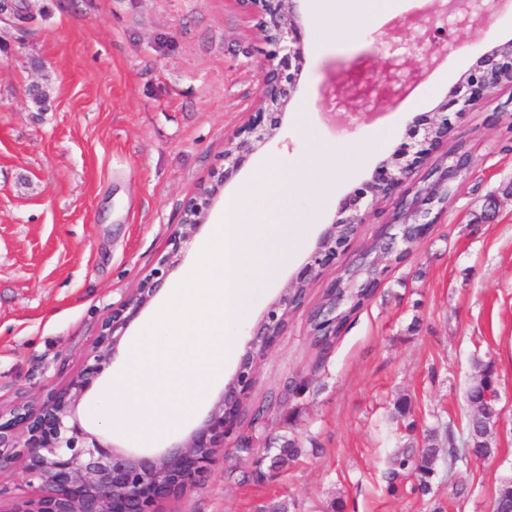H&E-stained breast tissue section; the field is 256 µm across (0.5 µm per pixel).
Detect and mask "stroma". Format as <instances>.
<instances>
[{
	"label": "stroma",
	"instance_id": "stroma-1",
	"mask_svg": "<svg viewBox=\"0 0 512 512\" xmlns=\"http://www.w3.org/2000/svg\"><path fill=\"white\" fill-rule=\"evenodd\" d=\"M314 0H300L306 62L294 108L275 137L225 184L232 194L262 156L294 172L310 145L335 154L336 183L303 191L311 211L299 245L278 276L254 290L241 326L248 334L268 302L302 269L341 199L367 179L395 142L381 124L404 130L435 111L448 92L440 75L460 76L492 46L512 41V5L488 24L450 30L454 50L409 56L407 96L369 112L329 115L326 92L351 71L380 65L378 38L404 42L400 19L377 30L328 25ZM26 20L0 26V403L45 397L80 369L101 327L157 267L181 219V203L222 163L225 141L255 110L267 62L255 22L236 0H22ZM39 83L46 110L27 94ZM303 114H296V107ZM449 150L473 166L438 224L400 263L384 258L378 288L346 323L329 352L314 346L308 314L335 276L309 282L295 312L261 361L250 393L266 403L263 423L241 413L239 430L259 441L287 431L303 454L279 474L244 479L252 462L229 454L166 512H489L512 480V91L467 112ZM493 361L500 420L493 457L451 461L440 451L433 492L385 479L408 423L435 421L462 433L476 359ZM307 381L297 398L286 384ZM410 417L396 414L400 396ZM200 401L181 428L144 441L111 433L117 446L155 452L182 439L205 416Z\"/></svg>",
	"mask_w": 512,
	"mask_h": 512
}]
</instances>
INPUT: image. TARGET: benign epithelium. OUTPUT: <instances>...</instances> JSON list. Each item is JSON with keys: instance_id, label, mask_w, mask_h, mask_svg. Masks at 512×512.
Returning <instances> with one entry per match:
<instances>
[{"instance_id": "obj_1", "label": "benign epithelium", "mask_w": 512, "mask_h": 512, "mask_svg": "<svg viewBox=\"0 0 512 512\" xmlns=\"http://www.w3.org/2000/svg\"><path fill=\"white\" fill-rule=\"evenodd\" d=\"M299 0H237L256 21L263 41L271 47L267 65L261 71L263 92L254 115L227 139L224 166L214 169L211 180L191 191L182 203L181 222L170 238L171 249L155 268L112 309L103 332L84 356L79 372L60 388H52L43 399L17 402L0 409V473L20 469L23 483L34 490L4 512H164L163 505L181 497L197 485L214 464L224 459L229 441L241 444L237 435L236 410L248 397L262 357L283 334L285 311L299 308L296 286L320 276L336 265L351 236L338 234L344 224H364L384 202L391 203L386 225L392 233L381 237L384 246L372 263L381 267L386 256L405 257L402 245L423 238L438 223L444 204L435 193L438 186H454V178L471 165L465 153L444 150L448 134L460 116L483 104L493 94L512 90V53L507 42L493 47L454 85L447 102L429 115H418L408 124L399 145L383 159L370 179L354 188L339 202L334 221L320 234L309 252L303 271L289 283L262 313L224 391L201 423L182 441L153 454H139L114 445L103 432L83 424L78 406L84 396L112 364L113 357L131 321L153 300L161 286L182 263L183 244L194 238L207 223L224 184L239 170L248 156L257 152L274 135L298 89L304 62V43ZM460 14L454 25L462 27L471 19L483 20L497 8L498 0H450ZM448 8L427 16L410 18L404 28L410 35L407 52L429 55L435 49L446 52L456 47L448 34ZM398 57L386 59L382 70L370 71L371 83L359 84L350 77L337 91L349 94L347 102L365 109L405 93L396 88L393 70ZM427 174L420 180L421 168ZM412 228L407 237L406 227ZM343 324L336 311H327L316 322V335L337 336Z\"/></svg>"}]
</instances>
